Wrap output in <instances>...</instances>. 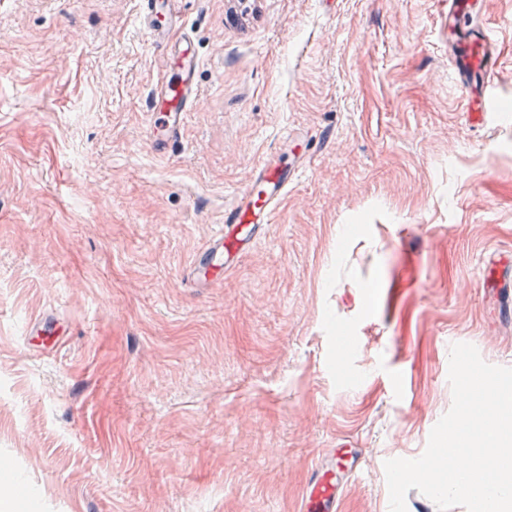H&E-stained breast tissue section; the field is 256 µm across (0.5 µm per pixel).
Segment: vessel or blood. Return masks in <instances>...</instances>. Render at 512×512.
<instances>
[{
  "label": "vessel or blood",
  "instance_id": "obj_1",
  "mask_svg": "<svg viewBox=\"0 0 512 512\" xmlns=\"http://www.w3.org/2000/svg\"><path fill=\"white\" fill-rule=\"evenodd\" d=\"M182 0H141L139 21L160 51L162 75L148 105L150 144L159 153L172 151L184 120L199 99L197 74L200 60L189 34L172 39L181 27ZM481 0H448V64L460 87L465 105L477 123L486 122L494 106L500 52L481 22ZM307 165L305 155H289L287 144L275 151L251 173L246 186L224 210V222L237 226L236 235L214 232L196 267L198 279L234 265L252 249L266 224L272 223L288 188ZM351 467L344 456L329 453L315 470L306 490L308 512H333L343 490V478Z\"/></svg>",
  "mask_w": 512,
  "mask_h": 512
}]
</instances>
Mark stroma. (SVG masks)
I'll list each match as a JSON object with an SVG mask.
<instances>
[{
	"mask_svg": "<svg viewBox=\"0 0 512 512\" xmlns=\"http://www.w3.org/2000/svg\"><path fill=\"white\" fill-rule=\"evenodd\" d=\"M137 13L0 0V512H303L331 448L361 466L336 512H389L385 461L452 405L451 345L512 367L485 281L512 257V0H483L502 72L479 129L448 0H183L200 98L165 155ZM284 140L310 161L274 223L193 283Z\"/></svg>",
	"mask_w": 512,
	"mask_h": 512,
	"instance_id": "1",
	"label": "stroma"
}]
</instances>
